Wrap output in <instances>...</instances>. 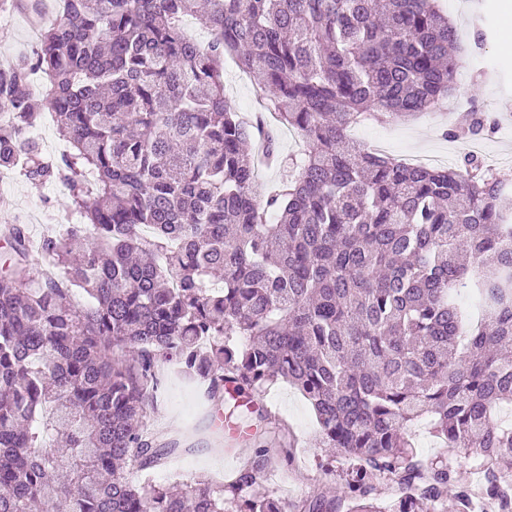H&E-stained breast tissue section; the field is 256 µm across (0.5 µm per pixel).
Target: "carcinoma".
<instances>
[{"label":"carcinoma","instance_id":"obj_1","mask_svg":"<svg viewBox=\"0 0 512 512\" xmlns=\"http://www.w3.org/2000/svg\"><path fill=\"white\" fill-rule=\"evenodd\" d=\"M195 13L205 46L180 27ZM457 40L436 0H60L34 57L0 68V169L60 181L81 218L37 246L0 226V512H475L455 467L418 458L423 419L512 512V192L474 155L410 166L348 135L447 97ZM228 54L304 143H258L282 171L265 195ZM46 110L57 166L22 137ZM163 362L215 402L288 383L348 464L342 494L261 489L265 446L228 485L130 481L171 453L147 420Z\"/></svg>","mask_w":512,"mask_h":512}]
</instances>
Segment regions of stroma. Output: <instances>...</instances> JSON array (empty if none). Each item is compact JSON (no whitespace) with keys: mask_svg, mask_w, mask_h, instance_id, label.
I'll use <instances>...</instances> for the list:
<instances>
[{"mask_svg":"<svg viewBox=\"0 0 512 512\" xmlns=\"http://www.w3.org/2000/svg\"><path fill=\"white\" fill-rule=\"evenodd\" d=\"M440 8L456 24L459 33L460 63L454 79L451 102L460 105L452 122L441 123L434 114L409 121L370 119L353 127L350 135L363 145H383L389 157L410 162L427 155L444 167L459 163L464 138L453 137L469 113L486 112L496 120L494 130L481 132V156L493 167L512 159V58L502 50L503 0H437ZM30 16L18 6L0 16V52L8 61L32 55L36 44ZM226 97L236 112L257 111L258 94L252 78L233 58L224 60ZM65 190L60 183L34 187L20 171H12L0 186V212L23 224L33 238L54 230L61 213ZM263 405L287 425L295 440L294 459L279 458L262 472V482L273 495L292 500L320 489L342 488V479L326 475L333 459L317 442V425L306 400L292 387L279 383L268 388ZM148 422L158 429L174 452L165 463L151 470L154 481L186 483L206 476L225 483L243 462L254 460L259 445L277 446L279 436L272 424L251 427L246 439L236 445L224 440L225 425L245 426L234 400L211 404L204 398L203 386L183 376L165 372L161 393L150 407ZM416 451L421 459H449L468 471L475 455L466 450L451 451L429 433L425 424L412 429Z\"/></svg>","mask_w":512,"mask_h":512,"instance_id":"35a3bbf8","label":"stroma"}]
</instances>
